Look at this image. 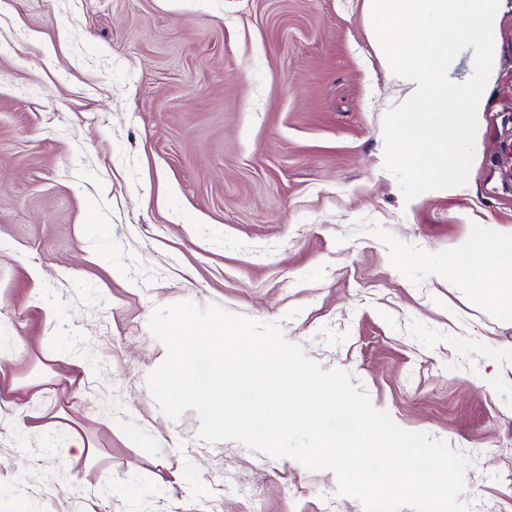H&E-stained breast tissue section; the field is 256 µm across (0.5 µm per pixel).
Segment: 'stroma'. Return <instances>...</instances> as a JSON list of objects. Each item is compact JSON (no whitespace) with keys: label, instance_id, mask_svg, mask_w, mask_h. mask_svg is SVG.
Returning <instances> with one entry per match:
<instances>
[{"label":"stroma","instance_id":"35a3bbf8","mask_svg":"<svg viewBox=\"0 0 512 512\" xmlns=\"http://www.w3.org/2000/svg\"><path fill=\"white\" fill-rule=\"evenodd\" d=\"M365 0H0V499L26 512H364L333 471L198 436L146 377L156 308L280 322L401 428L467 455L470 512H512V325L438 278L512 228V0L463 193L404 201L402 95ZM82 442L79 459L48 446Z\"/></svg>","mask_w":512,"mask_h":512}]
</instances>
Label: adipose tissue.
<instances>
[{
  "label": "adipose tissue",
  "instance_id": "adipose-tissue-1",
  "mask_svg": "<svg viewBox=\"0 0 512 512\" xmlns=\"http://www.w3.org/2000/svg\"><path fill=\"white\" fill-rule=\"evenodd\" d=\"M441 276L512 322V232L483 224L460 241Z\"/></svg>",
  "mask_w": 512,
  "mask_h": 512
}]
</instances>
